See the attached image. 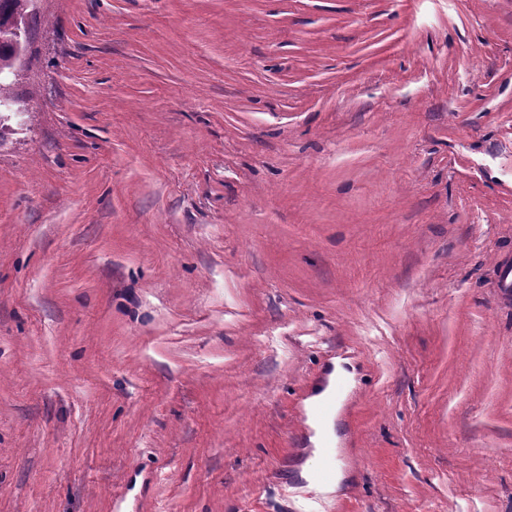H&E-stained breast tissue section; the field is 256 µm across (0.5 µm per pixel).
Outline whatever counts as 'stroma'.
Segmentation results:
<instances>
[{
  "instance_id": "35a3bbf8",
  "label": "stroma",
  "mask_w": 512,
  "mask_h": 512,
  "mask_svg": "<svg viewBox=\"0 0 512 512\" xmlns=\"http://www.w3.org/2000/svg\"><path fill=\"white\" fill-rule=\"evenodd\" d=\"M0 132V512H512V0H38ZM358 364L351 474L302 401ZM300 477L307 481L310 487L317 489L321 494L328 498H335L347 489V474L336 467V475L332 480H321L318 478L316 470L308 465H303L300 470Z\"/></svg>"
}]
</instances>
